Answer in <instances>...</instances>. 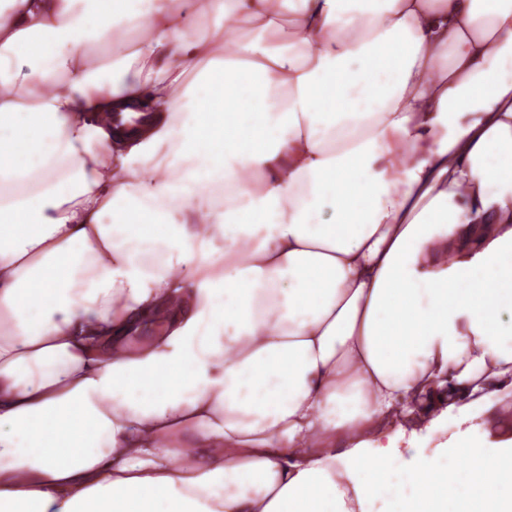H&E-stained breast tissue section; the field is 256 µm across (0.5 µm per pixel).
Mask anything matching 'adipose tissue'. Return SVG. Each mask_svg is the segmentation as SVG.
Instances as JSON below:
<instances>
[{"label": "adipose tissue", "mask_w": 512, "mask_h": 512, "mask_svg": "<svg viewBox=\"0 0 512 512\" xmlns=\"http://www.w3.org/2000/svg\"><path fill=\"white\" fill-rule=\"evenodd\" d=\"M511 257L512 0H0V512H365Z\"/></svg>", "instance_id": "adipose-tissue-1"}]
</instances>
